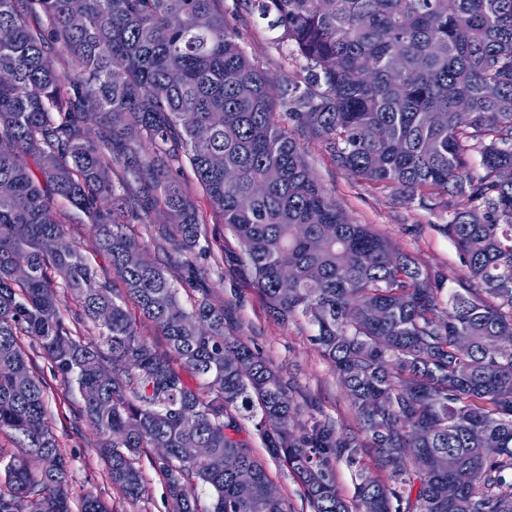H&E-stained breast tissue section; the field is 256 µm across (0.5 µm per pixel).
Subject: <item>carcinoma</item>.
I'll return each mask as SVG.
<instances>
[{
	"instance_id": "obj_1",
	"label": "carcinoma",
	"mask_w": 512,
	"mask_h": 512,
	"mask_svg": "<svg viewBox=\"0 0 512 512\" xmlns=\"http://www.w3.org/2000/svg\"><path fill=\"white\" fill-rule=\"evenodd\" d=\"M248 2L305 61L301 79L277 84L244 53L224 0H0V433L16 448L0 512H72L25 337L77 385L74 417L99 435L128 500L160 441L150 464L170 512H198L199 487L210 512H292L236 438L247 419L313 512H401L413 492L418 512H512V183L499 177L512 169V0ZM303 138L351 178L448 213L436 228L465 267L448 317L439 282L318 182ZM184 158L273 316L313 326L363 444L328 422L296 433L289 386L230 331L224 306L208 290L183 306L167 267L144 258L129 225L159 215L166 242L199 245ZM59 200L84 215L121 287L68 238ZM363 450L388 481L358 469L353 508L330 461L355 467ZM458 468L472 479L450 500ZM79 503L111 512L92 492Z\"/></svg>"
}]
</instances>
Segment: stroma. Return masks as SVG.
I'll return each mask as SVG.
<instances>
[{
	"label": "stroma",
	"instance_id": "1",
	"mask_svg": "<svg viewBox=\"0 0 512 512\" xmlns=\"http://www.w3.org/2000/svg\"><path fill=\"white\" fill-rule=\"evenodd\" d=\"M224 13L239 30L240 45L248 57L274 81L283 84L300 74L303 59L293 47L274 42L266 22L250 12L246 0H224ZM305 148L314 175L352 221L371 225L391 238L415 258L424 273L442 280L445 290L460 288L464 271L458 250L438 230L439 224L447 221V214L394 197L390 190L352 180L318 141H307ZM130 230L146 246L150 258L167 266L183 305H190L200 289H209L213 301L223 305L228 325L280 371L300 407L297 429L320 420L334 424L338 431L356 432L353 411L336 374L312 341L313 327L302 317L284 324L270 314L243 247L228 226L208 216L201 227L200 247L191 254L161 248L152 225L134 224ZM194 267L200 270V278L192 277L190 270ZM27 350L35 370L49 387L48 410L70 464L73 495L97 494L112 512H168L163 481L150 464L142 466L146 492L138 500H127L112 488L97 449V434L71 418L72 409L81 404L78 388L53 376L38 345L28 344ZM241 438L288 498L293 512H313L299 479L268 457L253 422L244 421Z\"/></svg>",
	"mask_w": 512,
	"mask_h": 512
}]
</instances>
